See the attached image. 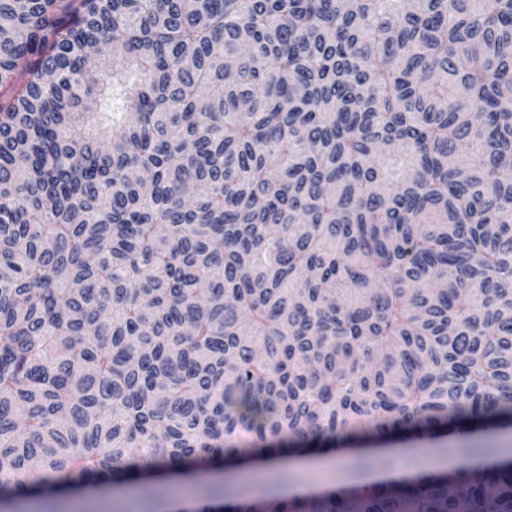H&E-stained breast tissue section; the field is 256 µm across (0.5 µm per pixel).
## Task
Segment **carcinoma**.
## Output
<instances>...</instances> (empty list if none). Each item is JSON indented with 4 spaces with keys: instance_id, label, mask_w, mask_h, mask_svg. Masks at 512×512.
<instances>
[{
    "instance_id": "obj_1",
    "label": "carcinoma",
    "mask_w": 512,
    "mask_h": 512,
    "mask_svg": "<svg viewBox=\"0 0 512 512\" xmlns=\"http://www.w3.org/2000/svg\"><path fill=\"white\" fill-rule=\"evenodd\" d=\"M512 419V0H0V488ZM500 463L198 512H512Z\"/></svg>"
}]
</instances>
